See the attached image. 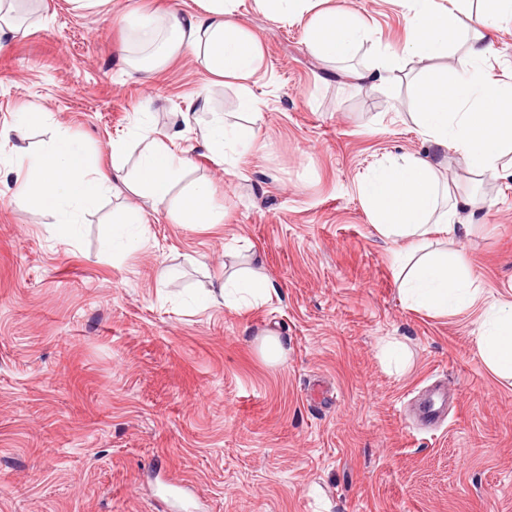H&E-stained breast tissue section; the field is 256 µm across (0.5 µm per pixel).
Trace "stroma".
<instances>
[{
  "label": "stroma",
  "mask_w": 512,
  "mask_h": 512,
  "mask_svg": "<svg viewBox=\"0 0 512 512\" xmlns=\"http://www.w3.org/2000/svg\"><path fill=\"white\" fill-rule=\"evenodd\" d=\"M171 2L80 12L22 0L27 34L0 50V127L38 104L49 118L29 130L30 152L65 131L108 173L113 141H128L133 169L139 124L163 136L196 97L238 119L237 83L190 55L148 77L130 66L121 16H161ZM318 9L364 25L352 59L312 52V12L273 19L238 0L263 51L248 84L260 138L218 164L198 114L181 125L191 165L174 188L209 182L216 223H174L121 186L65 239L0 173V512H512V379L480 360L478 311L405 302L400 245L358 194L377 166L430 150L413 120L417 59L389 87L353 78L378 47L404 43L408 8ZM490 42L485 76L512 82V23ZM437 159L451 189L479 205L462 211V230L432 235L431 249L462 255L488 297L512 301V176L480 178L452 148ZM117 213L140 214L145 234L112 255L102 240ZM241 268L270 279L271 296L195 304ZM269 335L286 361L264 358ZM440 384L453 396L429 429L415 408Z\"/></svg>",
  "instance_id": "35a3bbf8"
}]
</instances>
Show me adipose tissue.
<instances>
[{
	"label": "adipose tissue",
	"instance_id": "obj_1",
	"mask_svg": "<svg viewBox=\"0 0 512 512\" xmlns=\"http://www.w3.org/2000/svg\"><path fill=\"white\" fill-rule=\"evenodd\" d=\"M237 0H201L196 13L173 8L161 18L139 16L134 22L137 42L148 48L134 67L193 54L211 74L243 81L239 107L246 122H228L211 113L203 126L204 145L215 162L223 163L248 151L257 141L262 114L245 83L260 70L262 56L251 35L236 17ZM512 20V0H487L481 16L483 33L466 38L453 11L436 7L434 0H410V35L402 47L378 48L373 63L360 72L364 81L391 84L407 58L425 63L419 83L414 120L425 140L444 148L454 146L470 170L491 177L512 168V83L484 78L482 66L491 51L488 35L504 20ZM307 42L320 57L342 61L353 57L366 32L352 15L318 14L306 30ZM467 42L471 73L457 77L430 69L429 61L447 55ZM39 105H29L15 122L0 129V163L15 168L17 195L52 218L59 236H75L82 209L92 205L114 182L146 199L154 211L166 212L178 224H205L211 219L212 189L194 185L175 198V183L188 165L179 149L181 131L153 141L142 152L134 176L123 172L125 141L112 144V171L95 170L82 143L58 134L43 150L32 153L22 145L26 130L43 122ZM433 155L395 159L373 170L358 186L378 233L409 242L397 258L401 292L411 307L445 313L479 308L483 329L478 337L481 361L494 374L512 379V303L485 296L465 260L458 255L427 252L437 231H455L460 211L472 207L471 196L449 198ZM273 285L253 273H233L209 290L210 303H248L270 296Z\"/></svg>",
	"mask_w": 512,
	"mask_h": 512
}]
</instances>
